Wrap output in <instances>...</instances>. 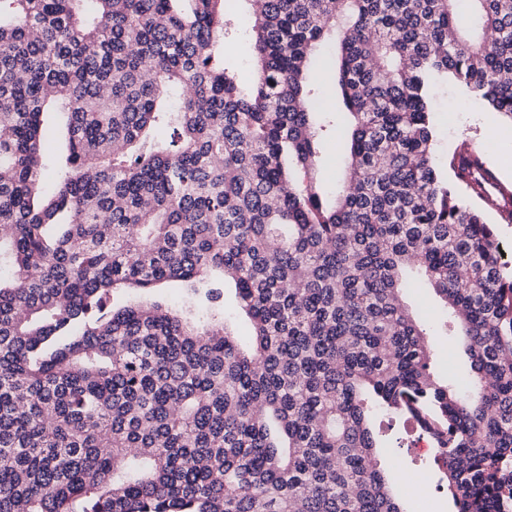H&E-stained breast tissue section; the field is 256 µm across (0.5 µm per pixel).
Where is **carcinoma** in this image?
Segmentation results:
<instances>
[{"label": "carcinoma", "instance_id": "1", "mask_svg": "<svg viewBox=\"0 0 512 512\" xmlns=\"http://www.w3.org/2000/svg\"><path fill=\"white\" fill-rule=\"evenodd\" d=\"M250 2L246 90L225 0H0V512H406L376 410L438 439L453 512H512V272L457 170L492 172L466 142L438 168L424 95L450 75L512 118V0H472L478 39L458 0ZM412 269L468 370L435 371ZM312 80L319 86L324 108L333 111L336 107V89L333 74L324 66L317 67L312 72ZM44 125L54 132V140L46 163L51 170H57L63 163L67 148L66 115L56 110H51L43 116ZM332 122L329 126L331 140L328 145L327 154L322 169V178L326 187L332 189L336 186V180L340 176L341 164L336 162V112H326ZM234 288L235 287L232 282H225L224 309L231 316L230 322L228 323L230 331L242 340H246L247 336L250 334V323L246 315L237 308Z\"/></svg>", "mask_w": 512, "mask_h": 512}]
</instances>
